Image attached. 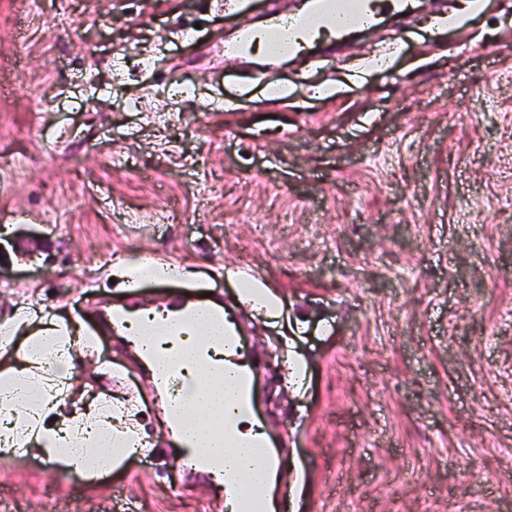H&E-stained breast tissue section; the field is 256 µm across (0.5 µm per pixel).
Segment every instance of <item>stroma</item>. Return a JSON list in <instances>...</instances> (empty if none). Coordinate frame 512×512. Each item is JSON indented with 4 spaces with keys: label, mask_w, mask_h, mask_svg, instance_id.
I'll return each instance as SVG.
<instances>
[{
    "label": "stroma",
    "mask_w": 512,
    "mask_h": 512,
    "mask_svg": "<svg viewBox=\"0 0 512 512\" xmlns=\"http://www.w3.org/2000/svg\"><path fill=\"white\" fill-rule=\"evenodd\" d=\"M477 4L259 59L222 50L291 0H0V316L82 319L75 387L135 401L154 445L96 479L0 451V512H225L100 321L184 288L251 368L305 366L255 384L278 512H512V0ZM147 257L189 275L126 290ZM243 297L254 307L265 310L274 309L279 304L277 294L261 282L254 281L243 289Z\"/></svg>",
    "instance_id": "stroma-1"
}]
</instances>
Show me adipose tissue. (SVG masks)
I'll return each mask as SVG.
<instances>
[{
    "label": "adipose tissue",
    "instance_id": "ef3b65f1",
    "mask_svg": "<svg viewBox=\"0 0 512 512\" xmlns=\"http://www.w3.org/2000/svg\"><path fill=\"white\" fill-rule=\"evenodd\" d=\"M31 301L0 318V449L37 451L67 470L105 472L118 453H145L149 435L131 404L108 396L75 398L77 363L97 348V337L77 321L53 314L45 328L30 332ZM220 336L200 330L186 349L190 364L183 391L172 408L179 413L170 443L177 459L207 458L216 465L217 487L227 512H277L272 491L280 459L253 411L240 404L245 362L226 361L223 373L199 363L197 348L219 347Z\"/></svg>",
    "mask_w": 512,
    "mask_h": 512
}]
</instances>
